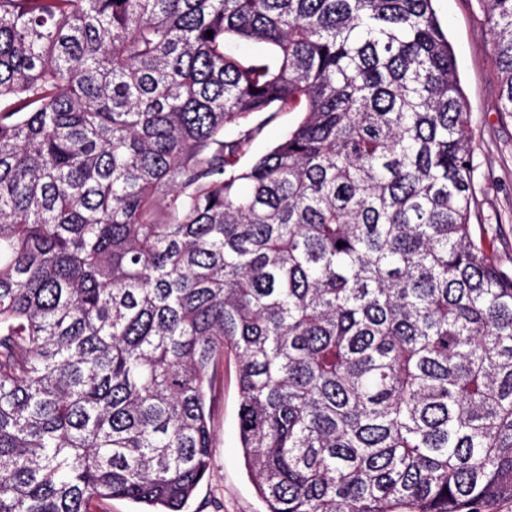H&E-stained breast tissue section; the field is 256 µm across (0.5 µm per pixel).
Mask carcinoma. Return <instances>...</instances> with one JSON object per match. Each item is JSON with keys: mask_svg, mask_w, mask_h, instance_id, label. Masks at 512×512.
<instances>
[{"mask_svg": "<svg viewBox=\"0 0 512 512\" xmlns=\"http://www.w3.org/2000/svg\"><path fill=\"white\" fill-rule=\"evenodd\" d=\"M434 2L0 0V512H184L226 356L265 512L512 504V269ZM296 120V112H281L277 118L267 125L262 135L253 143L250 156L264 153L271 145L279 141L290 130Z\"/></svg>", "mask_w": 512, "mask_h": 512, "instance_id": "obj_1", "label": "carcinoma"}]
</instances>
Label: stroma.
Masks as SVG:
<instances>
[{"label":"stroma","mask_w":512,"mask_h":512,"mask_svg":"<svg viewBox=\"0 0 512 512\" xmlns=\"http://www.w3.org/2000/svg\"><path fill=\"white\" fill-rule=\"evenodd\" d=\"M471 112L476 233L494 242V255L512 265V118L499 111V79L490 56L480 0H438ZM236 364L225 359L212 391L214 448L209 473L187 512H263L248 478L238 432Z\"/></svg>","instance_id":"obj_1"}]
</instances>
